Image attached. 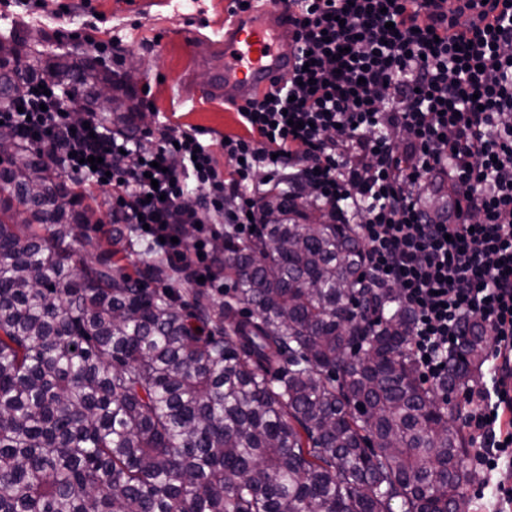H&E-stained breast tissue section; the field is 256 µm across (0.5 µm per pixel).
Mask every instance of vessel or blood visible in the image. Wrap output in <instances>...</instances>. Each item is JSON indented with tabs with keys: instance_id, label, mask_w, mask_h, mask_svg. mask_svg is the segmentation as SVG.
<instances>
[{
	"instance_id": "obj_1",
	"label": "vessel or blood",
	"mask_w": 512,
	"mask_h": 512,
	"mask_svg": "<svg viewBox=\"0 0 512 512\" xmlns=\"http://www.w3.org/2000/svg\"><path fill=\"white\" fill-rule=\"evenodd\" d=\"M295 63L293 25L286 0L239 13L224 27L209 63L207 94L221 101H245L287 78Z\"/></svg>"
}]
</instances>
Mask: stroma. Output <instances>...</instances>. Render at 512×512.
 <instances>
[{"label":"stroma","mask_w":512,"mask_h":512,"mask_svg":"<svg viewBox=\"0 0 512 512\" xmlns=\"http://www.w3.org/2000/svg\"><path fill=\"white\" fill-rule=\"evenodd\" d=\"M69 13L55 16L42 11L0 21L4 29L33 26L46 36L40 51L85 53L86 45L61 41L57 31L75 30L83 21L95 20L97 40H116L114 56L106 57L107 67L124 72L129 57H137L142 68L132 83L142 112L148 113L149 131H158L161 123L201 130L204 143L217 142L224 135L243 134L244 128L234 109L202 96L207 73L201 58L209 53V42L224 31L228 0H139L129 7L127 0H63ZM197 29L202 38L186 44L184 29ZM193 73L199 96L188 97L182 89V77Z\"/></svg>","instance_id":"1"}]
</instances>
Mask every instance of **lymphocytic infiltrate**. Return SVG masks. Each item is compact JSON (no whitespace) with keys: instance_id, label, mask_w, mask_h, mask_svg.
Here are the masks:
<instances>
[{"instance_id":"f902f5d3","label":"lymphocytic infiltrate","mask_w":512,"mask_h":512,"mask_svg":"<svg viewBox=\"0 0 512 512\" xmlns=\"http://www.w3.org/2000/svg\"><path fill=\"white\" fill-rule=\"evenodd\" d=\"M471 33H449L448 0H288L297 64L269 94L237 105L245 135L205 144L165 126L158 141L112 135L65 90L26 89L0 113L60 170L105 184L115 219L174 271L223 288L210 256L220 228L251 237L266 194L291 179L353 225L375 278L413 313L411 351L438 385L467 321L492 343V385L464 414L473 460L512 504V0ZM98 166H91L90 157ZM230 172H223L220 160ZM439 176L451 212L422 203ZM195 225L193 241L179 228Z\"/></svg>"}]
</instances>
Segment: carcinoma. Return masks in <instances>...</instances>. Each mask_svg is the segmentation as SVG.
Masks as SVG:
<instances>
[{
	"instance_id": "cac0c4a2",
	"label": "carcinoma",
	"mask_w": 512,
	"mask_h": 512,
	"mask_svg": "<svg viewBox=\"0 0 512 512\" xmlns=\"http://www.w3.org/2000/svg\"><path fill=\"white\" fill-rule=\"evenodd\" d=\"M0 40V112L31 82L78 97L135 137L128 82L101 60ZM106 90L121 102L99 104ZM0 512H472L469 441L448 431L490 346L429 387L412 316L378 283L350 224L294 189L267 197L259 235L224 234L232 294L170 283L119 256L128 224L19 133L0 126ZM423 195L448 207L439 177ZM94 255L75 258L71 241Z\"/></svg>"
}]
</instances>
